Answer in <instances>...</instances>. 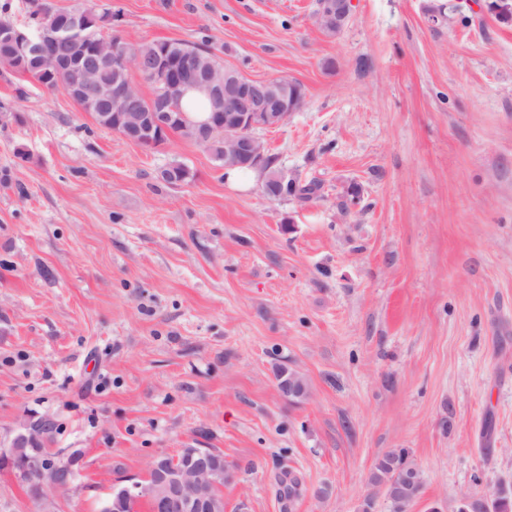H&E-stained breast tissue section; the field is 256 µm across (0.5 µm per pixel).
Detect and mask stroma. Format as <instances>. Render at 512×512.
<instances>
[{
  "label": "stroma",
  "mask_w": 512,
  "mask_h": 512,
  "mask_svg": "<svg viewBox=\"0 0 512 512\" xmlns=\"http://www.w3.org/2000/svg\"><path fill=\"white\" fill-rule=\"evenodd\" d=\"M96 2L127 42L205 39L300 82L260 136L321 196L229 183L177 134L143 149L0 68V440L56 422L50 450L76 457L57 512L189 446L223 451L224 512H388L369 476L395 448L422 473L414 512L512 486V22L353 0L327 37L315 0ZM174 161L192 182H160ZM277 379L279 389L288 398L298 399L306 394V381L298 373L283 370L279 373Z\"/></svg>",
  "instance_id": "obj_1"
}]
</instances>
